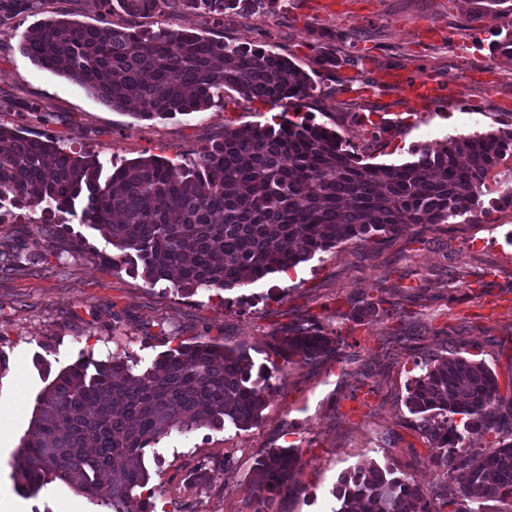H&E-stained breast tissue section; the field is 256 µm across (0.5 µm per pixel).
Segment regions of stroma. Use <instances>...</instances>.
<instances>
[{"mask_svg": "<svg viewBox=\"0 0 512 512\" xmlns=\"http://www.w3.org/2000/svg\"><path fill=\"white\" fill-rule=\"evenodd\" d=\"M113 25L191 29L233 44L260 46L305 70L315 91L300 106L246 101L225 89L224 103L169 120H137L103 104L82 85L32 64L20 31L0 30V99L35 103L45 120L0 112V126L23 128L87 151L103 165L157 155L191 154L225 129L271 122L278 114L335 130L367 162L400 164L414 145L484 133L512 120V59L491 43L512 32V14L488 0H274L256 13L226 11L223 25L184 10L166 20L115 11ZM328 42L342 64L315 62ZM361 55L358 65L346 57ZM434 78L445 94L431 108L409 103L387 73ZM360 122H353L352 113ZM483 209L452 224H412L393 237L354 239L285 273L231 290L176 294L126 269L99 264L100 235L67 216L58 241L34 224L0 223V247L21 251L26 275L0 272V410L24 402L11 445L0 446V499L13 512H109L60 480L25 495L13 460L37 397L83 355L131 356L141 364L179 344L211 343L246 352L255 367L274 361L273 339L317 324L335 341L329 359L286 363L271 379L257 425L241 430H171L146 448L154 512H254L252 479L269 449L300 456L302 494L275 495L269 512H332L338 477L374 461L409 476L425 492L447 491L436 448L416 428L405 399L419 363L458 354L484 362L500 392L512 396V209ZM83 236V252L67 251ZM377 303L373 315L354 309ZM210 483L194 479L199 469Z\"/></svg>", "mask_w": 512, "mask_h": 512, "instance_id": "stroma-1", "label": "stroma"}]
</instances>
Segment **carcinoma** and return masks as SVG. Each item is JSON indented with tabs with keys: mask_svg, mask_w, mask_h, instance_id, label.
<instances>
[{
	"mask_svg": "<svg viewBox=\"0 0 512 512\" xmlns=\"http://www.w3.org/2000/svg\"><path fill=\"white\" fill-rule=\"evenodd\" d=\"M47 0H0V27L44 10ZM264 0H97L101 15L164 17L198 10L219 25L224 11L252 12ZM21 52L38 68L86 87L114 109L136 105L140 120L202 112L224 88L246 100L288 105L312 96L311 77L288 58L187 30L130 31L110 23L64 18L21 32ZM412 159L377 165L343 145L333 130L283 119L224 130V136L181 161L148 156L103 165L89 152L66 153L57 141L0 126V207H42L41 225L58 235L56 218L76 212L82 223L121 251L96 257L142 270L152 285L176 293L232 290L286 272L336 245L396 235L410 224H451L480 206L487 175L512 155V129L448 138L410 149ZM27 271L17 254L0 251V270ZM288 363L334 353V339L311 325L275 339ZM139 362L86 357L61 370L38 398L37 415L15 459L24 492L56 478L129 512L133 491L149 474L144 449L177 429H248L259 422L272 372L252 373L241 351L207 343L179 344ZM406 405L439 449L458 498L512 507V399L481 361L430 360L408 385ZM459 421H454V417ZM494 434L486 448H468ZM300 458L276 448L257 461L255 512L286 491L299 494ZM332 512H435L416 483L374 462L344 472Z\"/></svg>",
	"mask_w": 512,
	"mask_h": 512,
	"instance_id": "obj_1",
	"label": "carcinoma"
}]
</instances>
